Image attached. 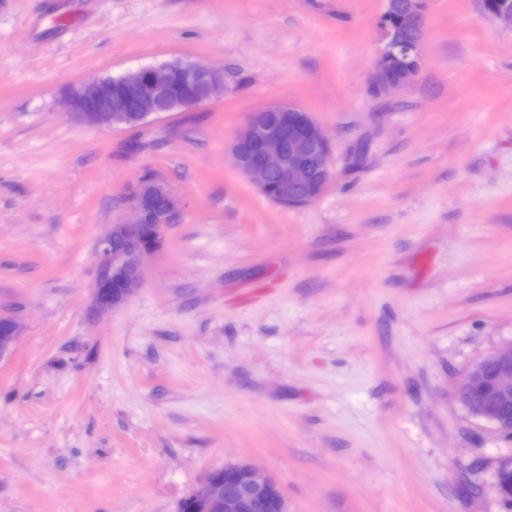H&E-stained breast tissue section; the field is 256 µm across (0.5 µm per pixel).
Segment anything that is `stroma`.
Returning a JSON list of instances; mask_svg holds the SVG:
<instances>
[{
    "label": "stroma",
    "mask_w": 512,
    "mask_h": 512,
    "mask_svg": "<svg viewBox=\"0 0 512 512\" xmlns=\"http://www.w3.org/2000/svg\"><path fill=\"white\" fill-rule=\"evenodd\" d=\"M385 0H0V512H179L251 462L288 512H512V439L458 396L512 344V29L428 0L414 86L375 93ZM175 58L223 100L85 125L70 89ZM288 103L333 142L302 208L226 148ZM184 207L121 308L95 245L144 173ZM9 317L0 318V332L6 329ZM22 333L21 322L13 318L4 333H0V361L8 360L13 355Z\"/></svg>",
    "instance_id": "35a3bbf8"
}]
</instances>
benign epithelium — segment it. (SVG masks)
I'll list each match as a JSON object with an SVG mask.
<instances>
[{"label":"benign epithelium","instance_id":"7a95c632","mask_svg":"<svg viewBox=\"0 0 512 512\" xmlns=\"http://www.w3.org/2000/svg\"><path fill=\"white\" fill-rule=\"evenodd\" d=\"M486 12L512 29V5L487 0ZM383 47L372 77L376 91L406 89L420 74L421 46L426 33V0H386L378 20ZM119 84L133 101L128 108L112 96V83ZM224 72L183 59L141 67L115 79L83 81L67 98L68 111L83 123L128 127L126 112L140 114V121L164 112H179L224 97ZM229 155L234 166L262 194L275 180L274 201L284 207H302L323 193L332 176L333 145L324 128L307 111L287 103L273 104L252 113L234 138ZM130 206L134 220L114 224L96 244L94 307L106 312L124 305L139 286L146 261L163 244V228L183 208L182 199L157 176L142 179L135 187ZM22 333L14 318L0 333V361L13 355ZM497 367V388L466 406L477 417L504 434L512 425L501 416L503 403L512 396V345L479 362L464 378L462 388L483 383L484 367ZM234 476L238 488L231 493L225 484L207 473L192 496L205 512H288L279 484L249 462L223 467Z\"/></svg>","mask_w":512,"mask_h":512}]
</instances>
